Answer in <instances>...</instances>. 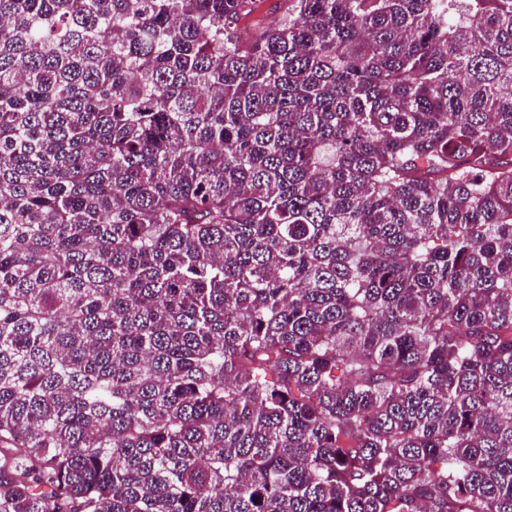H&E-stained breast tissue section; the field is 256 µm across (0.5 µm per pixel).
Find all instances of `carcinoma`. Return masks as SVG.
Instances as JSON below:
<instances>
[{
	"label": "carcinoma",
	"instance_id": "carcinoma-1",
	"mask_svg": "<svg viewBox=\"0 0 512 512\" xmlns=\"http://www.w3.org/2000/svg\"><path fill=\"white\" fill-rule=\"evenodd\" d=\"M0 0V512H512V0ZM287 7L288 3L284 0H258L255 12L239 23L242 39L253 42L266 28L278 22Z\"/></svg>",
	"mask_w": 512,
	"mask_h": 512
}]
</instances>
